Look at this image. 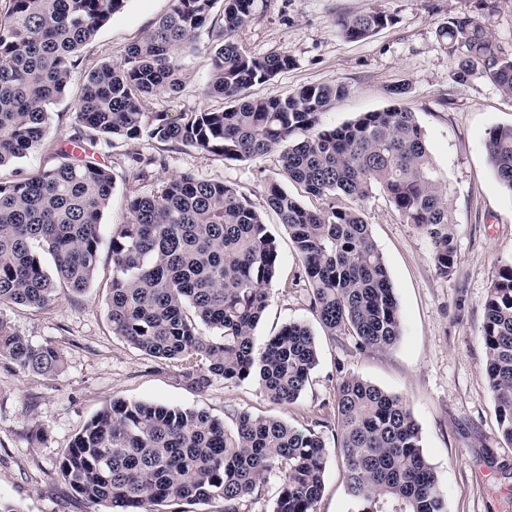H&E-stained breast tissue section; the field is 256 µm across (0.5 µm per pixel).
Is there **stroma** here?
I'll return each instance as SVG.
<instances>
[{"mask_svg": "<svg viewBox=\"0 0 512 512\" xmlns=\"http://www.w3.org/2000/svg\"><path fill=\"white\" fill-rule=\"evenodd\" d=\"M172 0H126L124 8L86 45L87 67L120 59L127 46L168 13ZM376 10L393 24L358 41L344 38L342 18ZM251 22L236 41L263 55L285 51L293 66L274 80L252 87L256 97L294 93L316 84H343L346 96L321 121L338 126L358 114L385 108L393 87H405L400 106L414 112L431 156L448 183L454 226L455 270L438 274L430 240L406 223L381 191L359 207L382 254L398 302L401 335L387 351L358 349L353 338L333 342L318 336L319 363L294 404L271 402L257 383L215 381L205 392L189 388L177 365L160 362L112 333L107 298L112 279L109 244L127 219L126 187L135 158H154L150 177L139 182L149 195L171 177H196L235 186L262 205L276 155L226 160L195 148L146 136L133 140L97 137L90 155L115 179L100 225L96 278L81 293L64 291L46 307L0 306V318L36 346L59 349L64 365L52 376L20 370L0 357V499L19 512H107L90 505L58 477L62 454L83 426L111 401L140 400L196 408L232 425L237 413L279 416L303 429L333 419L332 402L341 374H355L401 397L419 426L421 446L434 467L447 512H512V446L499 427L488 388L481 336L484 301L502 261L512 258V193L502 189L489 163L486 140L499 126H512V98L493 84L454 81V60L437 38L452 18L469 16L506 50H512V0H254ZM199 49L185 57L181 92L151 100L147 109L177 117L222 108L208 96V30ZM75 70L68 91L50 105L41 146L0 177L18 179L62 162L61 151L76 132L75 112L84 83ZM265 220L279 248V276L255 338L264 342L290 321L316 326L305 294L292 285L298 258L274 212ZM338 453H331L317 512H351Z\"/></svg>", "mask_w": 512, "mask_h": 512, "instance_id": "obj_1", "label": "stroma"}]
</instances>
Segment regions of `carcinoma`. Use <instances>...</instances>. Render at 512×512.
Returning <instances> with one entry per match:
<instances>
[{
    "label": "carcinoma",
    "instance_id": "obj_1",
    "mask_svg": "<svg viewBox=\"0 0 512 512\" xmlns=\"http://www.w3.org/2000/svg\"><path fill=\"white\" fill-rule=\"evenodd\" d=\"M126 0H6L0 13V168L36 150L48 107L83 64L80 49ZM217 0H173L169 14L131 43L118 61L91 69L76 121L89 134L181 143L227 160L266 156L283 145L263 208L234 186L192 174L152 195L129 191L128 219L111 240L108 317L112 334L133 348L180 365L203 392L216 380L255 381L272 402L298 400L319 361L308 324L283 325L263 344L255 330L278 277V246L263 211L278 215L299 259L293 285L309 299L324 335L385 351L400 336L394 288L357 203L381 190L409 224L431 240L437 272L454 270L456 246L448 187L415 113L392 104L337 127L321 116L347 93L342 84L306 86L287 96L253 97L256 84L293 65L286 52L254 55L234 37L252 19L253 0H224L207 94L229 106L168 118L148 112L154 97L185 83L184 54ZM393 22L369 11L344 18L345 36L362 40ZM438 36L455 59L460 83L483 78L512 97V53L469 17ZM502 188L512 193V127L486 141ZM304 187L308 208L281 185ZM114 179L85 156L23 179L0 177V305L42 308L60 291L81 293L99 264L100 223ZM51 255L47 271L41 253ZM486 376L499 426L512 445V258L502 262L484 302ZM215 332L206 336L203 329ZM0 356L24 371L53 375L59 350L34 346L0 320ZM337 448L353 512H447L437 474L424 456L419 427L398 396L352 374L333 401ZM330 447L323 431L296 430L278 417L242 412L234 426L207 411L144 401H112L74 438L59 475L93 505L113 512H186L183 505L253 512L268 482L273 512H316Z\"/></svg>",
    "mask_w": 512,
    "mask_h": 512
}]
</instances>
